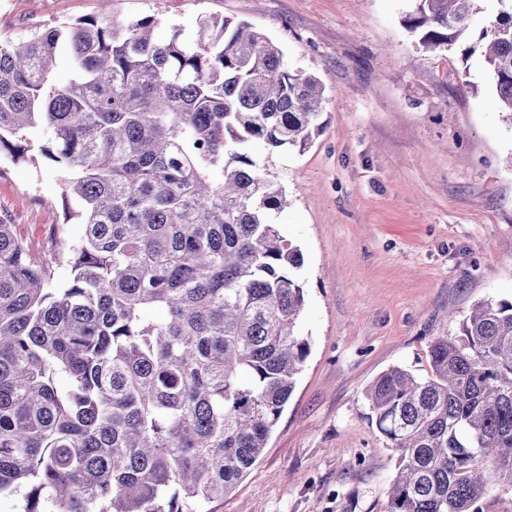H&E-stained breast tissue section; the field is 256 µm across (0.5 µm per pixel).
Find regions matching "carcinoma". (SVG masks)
Returning <instances> with one entry per match:
<instances>
[{
  "label": "carcinoma",
  "instance_id": "1",
  "mask_svg": "<svg viewBox=\"0 0 512 512\" xmlns=\"http://www.w3.org/2000/svg\"><path fill=\"white\" fill-rule=\"evenodd\" d=\"M488 0H415L406 28L454 44ZM478 42L512 116V0ZM153 15L0 38V155L32 129L72 173L83 233L36 261L0 220V495L22 512H183L255 465L310 353L299 246L272 213L283 188L250 153L305 150L325 86L250 24ZM75 78L60 86L59 47ZM70 270L57 282L55 267ZM365 392L398 453L384 512H483L512 489V300L477 304ZM482 502L483 512H512V491L500 485H488Z\"/></svg>",
  "mask_w": 512,
  "mask_h": 512
}]
</instances>
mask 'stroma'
<instances>
[{
	"instance_id": "35a3bbf8",
	"label": "stroma",
	"mask_w": 512,
	"mask_h": 512,
	"mask_svg": "<svg viewBox=\"0 0 512 512\" xmlns=\"http://www.w3.org/2000/svg\"><path fill=\"white\" fill-rule=\"evenodd\" d=\"M414 0H112V17L248 22L325 86L305 151L252 154L290 200L276 221L305 263L311 351L260 460L224 498L184 512H384L397 454L371 422L383 371L429 370L428 349L477 302L512 298V117L479 54L423 49ZM99 0H0L16 37L98 14ZM0 156V219L35 259L83 232L66 172L39 151Z\"/></svg>"
}]
</instances>
